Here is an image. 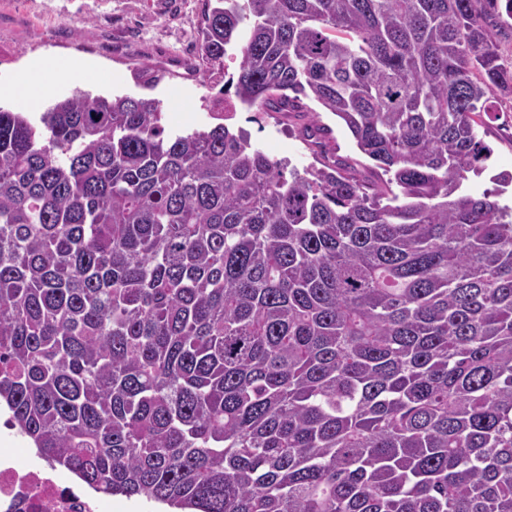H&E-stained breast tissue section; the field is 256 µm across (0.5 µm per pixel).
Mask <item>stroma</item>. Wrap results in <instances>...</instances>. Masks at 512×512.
Returning <instances> with one entry per match:
<instances>
[{"instance_id":"stroma-1","label":"stroma","mask_w":512,"mask_h":512,"mask_svg":"<svg viewBox=\"0 0 512 512\" xmlns=\"http://www.w3.org/2000/svg\"><path fill=\"white\" fill-rule=\"evenodd\" d=\"M204 0H0V79H9L31 58L81 57L105 72L101 82L60 73L52 76V98L80 89L93 94H143L159 100L164 124L174 130L213 125V99L224 85L201 60L200 21ZM163 75L158 86L143 90L134 80L141 67ZM492 123L485 141L493 153L485 175L470 177L475 195L490 188L491 175L512 173V100ZM319 124L331 128L320 144H306L299 132L304 117L238 108L233 128L243 129L252 144L270 157L303 168L316 160H340L363 169L367 159L342 123L319 112Z\"/></svg>"}]
</instances>
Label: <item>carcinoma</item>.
Listing matches in <instances>:
<instances>
[{
    "instance_id": "obj_1",
    "label": "carcinoma",
    "mask_w": 512,
    "mask_h": 512,
    "mask_svg": "<svg viewBox=\"0 0 512 512\" xmlns=\"http://www.w3.org/2000/svg\"><path fill=\"white\" fill-rule=\"evenodd\" d=\"M201 32L216 103L315 101L390 178L153 98L0 106L16 432L192 512H512V175L463 188L512 99V0H206Z\"/></svg>"
}]
</instances>
